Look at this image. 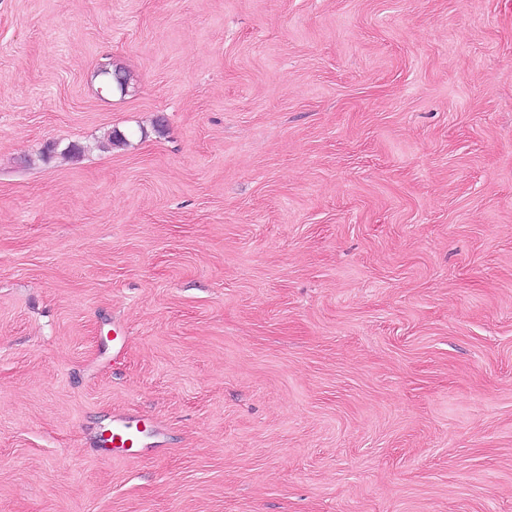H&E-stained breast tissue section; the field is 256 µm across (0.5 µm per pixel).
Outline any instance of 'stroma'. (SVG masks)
<instances>
[{"label":"stroma","mask_w":512,"mask_h":512,"mask_svg":"<svg viewBox=\"0 0 512 512\" xmlns=\"http://www.w3.org/2000/svg\"><path fill=\"white\" fill-rule=\"evenodd\" d=\"M0 512H512V0H0ZM116 424L112 426L111 433L102 438L103 447L112 452L114 448H125L127 445L133 447L140 445V429L138 422L135 424L123 419L116 420Z\"/></svg>","instance_id":"obj_1"}]
</instances>
